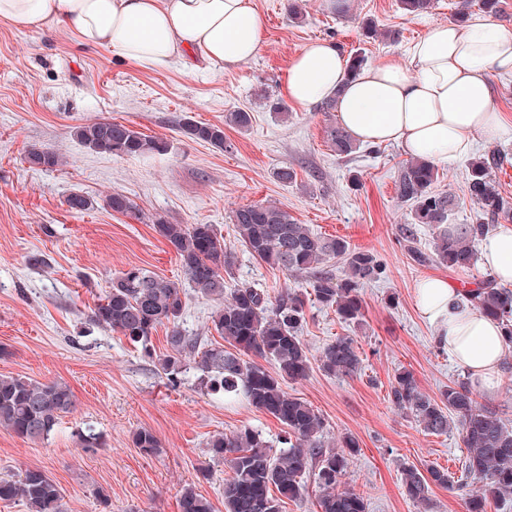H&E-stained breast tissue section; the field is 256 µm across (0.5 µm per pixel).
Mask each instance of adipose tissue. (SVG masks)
<instances>
[{
	"label": "adipose tissue",
	"instance_id": "adipose-tissue-1",
	"mask_svg": "<svg viewBox=\"0 0 512 512\" xmlns=\"http://www.w3.org/2000/svg\"><path fill=\"white\" fill-rule=\"evenodd\" d=\"M0 20L19 29L63 32L86 45L153 68L192 56L234 65L254 57L265 23L254 0H0ZM512 74V31L476 16L463 26L436 24L389 59L348 78V62L329 41L306 46L289 64L286 90L306 107L336 98L353 139L394 143L435 163L468 155L478 143L512 137L492 96L490 71ZM483 265L512 284V225L480 244ZM422 316L471 383L495 393L505 342L459 288L427 277L415 289Z\"/></svg>",
	"mask_w": 512,
	"mask_h": 512
}]
</instances>
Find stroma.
I'll return each instance as SVG.
<instances>
[{
	"instance_id": "35a3bbf8",
	"label": "stroma",
	"mask_w": 512,
	"mask_h": 512,
	"mask_svg": "<svg viewBox=\"0 0 512 512\" xmlns=\"http://www.w3.org/2000/svg\"><path fill=\"white\" fill-rule=\"evenodd\" d=\"M300 4L304 17L294 23L288 0H255L265 19L262 47L255 57L224 67L179 61L154 70L65 34L20 30L0 20V374L64 381L77 401L48 440L25 441L0 428V478L31 467L47 470L64 490L65 512H179L187 484L215 512H224L231 470L209 462L208 439L248 426L276 445L281 424L245 400L209 392L193 358H186L177 380H169L158 364L170 351L168 326L153 332L148 356L87 315L113 278L134 265L186 283L176 253L153 229L151 218L158 214L174 224L214 225L233 259L226 287L247 281L273 293L305 289V277L270 267L236 238L233 210L269 201L316 233L371 251L385 266L381 279L361 290V323L306 305L301 336L311 359L336 337L348 336L363 359L361 373L338 378L314 364L305 379L288 385L321 415L326 445L346 433L358 440L343 487L360 493L369 512H465L461 489L433 487L426 507L404 495V466L437 467L457 479L467 450L458 430L424 432L394 408L389 393L404 369L434 398L448 384L466 381L418 311L415 288L432 275L472 289L488 271L479 264L460 272L412 261L404 229L413 230L425 251L434 229L415 223L396 195L406 154L392 143L364 144L337 158L325 133L327 125L338 124L337 113L316 104L299 107L285 91L288 64L308 43L335 41L344 54L361 52L369 66L386 58L399 62L429 26L454 21L457 0H434L422 16L406 14L399 0ZM274 101L285 103V111H272ZM236 111L250 113L248 128L226 124ZM97 119L164 138L168 151L140 157L94 152L74 131ZM186 119L223 127V149L185 137L180 126ZM34 147L57 151L63 165L29 166L26 155ZM468 163L463 156L437 167V189L458 200L456 224L472 222L477 212L465 188ZM285 166L294 169L293 182L277 179ZM115 192L129 197L131 212L105 206V196ZM74 193L93 199V209L71 212L66 199ZM36 253L47 256L46 267L29 264ZM215 309L214 302L188 293L181 329L219 342L211 323ZM89 427L103 434L104 447H80L77 434ZM141 428L161 440V455L133 447L131 436ZM206 462L212 475L203 479L198 469ZM100 488L108 503L100 502Z\"/></svg>"
}]
</instances>
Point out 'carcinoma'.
<instances>
[{"instance_id":"obj_1","label":"carcinoma","mask_w":512,"mask_h":512,"mask_svg":"<svg viewBox=\"0 0 512 512\" xmlns=\"http://www.w3.org/2000/svg\"><path fill=\"white\" fill-rule=\"evenodd\" d=\"M408 14L432 9L433 0H400ZM184 136L224 149V129L187 120ZM327 139L342 158L356 152L357 144L336 125L326 128ZM75 135L90 149L113 156L162 154L167 141L146 135L121 122L102 119L76 128ZM29 164L53 169L63 164L62 156L50 148H32ZM504 161L502 151L492 149L468 164L467 193L477 205L475 221L451 224L457 208L455 195L434 189L438 180L435 165L412 158L401 168L396 181L398 199L413 206L417 224H448L438 230L429 253L415 246L414 233L406 236L407 251L419 265L429 261L468 271L475 267V244L495 224L512 223V198L504 195L495 171ZM104 205L116 213L133 209L128 197L114 192ZM155 232L177 254L195 294L219 302L212 316L222 344H201L188 336L179 322L186 306L183 287L151 271L131 266L112 280V286L91 309L95 324L120 333L130 343L148 350L157 326L171 325L170 353L158 359L164 373L175 380L183 357L195 356L197 369L210 388L227 399L245 398L256 410L272 416L284 427L288 448L275 451L259 431L243 426L230 434H216L207 442L212 458L229 463L232 476L224 482L225 512H280L279 499L299 498L313 479L319 492L321 512H367L364 498L340 488L349 457L359 451L351 435L341 437L336 447L327 448L321 439L324 422L307 402L289 394L285 385L306 378L310 371L308 348L299 331L304 316L303 294L284 288L271 295L263 288L241 282L224 297V272L231 262L224 238L211 224H172L158 215L152 220ZM239 241L253 256L306 277L314 301L336 311L345 323L363 317L360 290L381 278L384 267L369 251L353 248L340 237L312 232L298 223L288 210L275 202L244 205L233 211ZM342 265L341 274L328 263ZM466 299L483 315L497 321L512 345V289L486 278ZM229 345L233 351L224 349ZM272 364L268 369L266 364ZM320 368L336 377H354L362 370V358L352 338L339 336L319 356ZM390 401L410 415L429 434L443 435L456 428L467 448L465 471L479 480L466 492V512H487L490 505L512 495V426L499 412L481 405L477 393L465 383H452L435 399L423 393L413 372L404 369L391 384ZM76 410L75 395L60 380L41 382L27 377L0 375V427L30 442L44 441L62 417ZM134 447L147 455L163 451L160 439L149 429L132 435ZM453 488L448 472L435 467L422 473L416 467L403 469L402 486L416 504L429 501L431 486ZM21 499L29 512H64L63 489L45 471L27 469L19 479H0V500ZM180 512H213L208 499L191 487L181 490Z\"/></svg>"}]
</instances>
